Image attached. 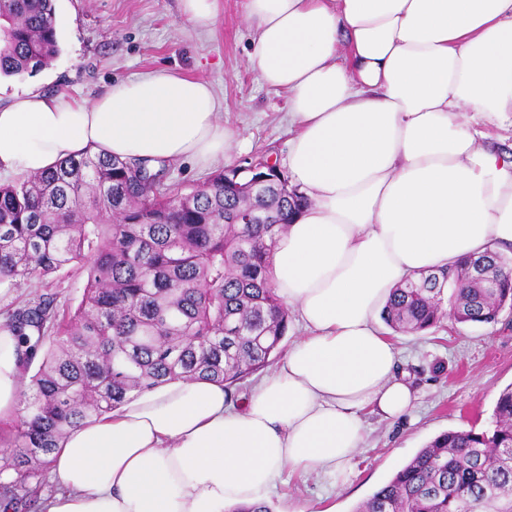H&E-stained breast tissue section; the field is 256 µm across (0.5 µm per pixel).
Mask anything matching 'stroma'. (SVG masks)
I'll return each mask as SVG.
<instances>
[{
    "mask_svg": "<svg viewBox=\"0 0 512 512\" xmlns=\"http://www.w3.org/2000/svg\"><path fill=\"white\" fill-rule=\"evenodd\" d=\"M60 52L51 65L0 76V102L36 87L94 100L112 83L165 67L209 82L234 142L226 163L266 155L285 164L288 94L263 85L250 66L252 31L245 0H219L215 24L185 21L179 0H54ZM82 281L67 272L32 279L0 294V312L50 297L57 311L76 307ZM399 369L417 400L404 417L366 419L365 446L344 481L310 473L284 474L268 505L272 512H353L421 448L451 429L485 427L499 392L512 384V310L493 324H455L422 334L387 331Z\"/></svg>",
    "mask_w": 512,
    "mask_h": 512,
    "instance_id": "35a3bbf8",
    "label": "stroma"
}]
</instances>
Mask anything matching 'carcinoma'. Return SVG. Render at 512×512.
Here are the masks:
<instances>
[{"label":"carcinoma","mask_w":512,"mask_h":512,"mask_svg":"<svg viewBox=\"0 0 512 512\" xmlns=\"http://www.w3.org/2000/svg\"><path fill=\"white\" fill-rule=\"evenodd\" d=\"M59 53L54 0H0V74L46 66ZM212 172L181 192L166 166L83 153L0 185V283L16 286L67 268L84 281L59 316L40 297L6 312L26 345L44 350L22 393L12 439L0 451V512H28L22 486L51 465L70 430L174 379L229 392L280 353L290 316L270 280L276 238L308 198L278 165ZM251 212L256 223L244 224ZM494 279L498 288H486ZM512 310V261L485 254L409 280L383 308L396 332L448 319L489 324ZM354 512H512V386L487 428L436 436Z\"/></svg>","instance_id":"1"}]
</instances>
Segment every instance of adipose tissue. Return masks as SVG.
<instances>
[{
    "label": "adipose tissue",
    "mask_w": 512,
    "mask_h": 512,
    "mask_svg": "<svg viewBox=\"0 0 512 512\" xmlns=\"http://www.w3.org/2000/svg\"><path fill=\"white\" fill-rule=\"evenodd\" d=\"M250 64L288 93L290 183L310 204L272 255L302 333L235 405L175 380L73 429L52 455L45 512H224L284 472L343 477L365 413L415 396L377 314L409 278L512 246V154L481 147L463 111L512 113V0H246ZM232 133L209 82L164 68L92 101L30 89L0 106V179L86 150L208 168ZM22 366L0 327V417Z\"/></svg>",
    "instance_id": "ef3b65f1"
}]
</instances>
